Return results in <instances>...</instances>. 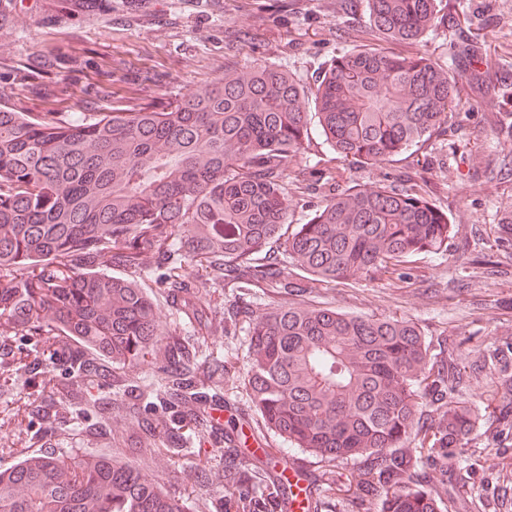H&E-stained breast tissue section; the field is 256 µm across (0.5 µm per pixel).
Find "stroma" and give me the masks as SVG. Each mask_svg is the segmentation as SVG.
<instances>
[{"instance_id":"obj_1","label":"stroma","mask_w":512,"mask_h":512,"mask_svg":"<svg viewBox=\"0 0 512 512\" xmlns=\"http://www.w3.org/2000/svg\"><path fill=\"white\" fill-rule=\"evenodd\" d=\"M341 0H99L96 7L62 10L59 0H18L0 27V104L29 99L23 69L27 57L61 44L91 49L97 57L134 64L160 75L146 93L150 104L165 102L169 91H188L222 74L224 65L262 59L311 82L318 69L362 37L364 7L345 13ZM441 24L422 41L398 44L401 53H422L453 63L461 87L459 105L447 134L427 148L422 169L435 204L454 231L440 251L421 255L402 278L389 282L339 283L323 292L327 306L342 312L415 322L428 341L442 335L460 341L470 361L462 398L486 409L496 388L492 369L475 365L477 352L512 339V237L498 234L503 211H512V143L499 133L500 119L512 113V0H443ZM462 25H452L455 17ZM485 39L473 43L471 33ZM134 86L119 82L107 99L54 103L57 112L82 119L91 112L125 106ZM249 331L214 334L205 347L220 352L231 372L224 378L227 413L237 414L246 448H259L253 436L258 419L248 389ZM14 392L0 396V469L52 445L66 458L107 454L146 474L162 490L182 492L188 512H209L210 491L195 487L187 463L164 454L158 441L141 450L124 442L126 422L112 425L106 442L86 440L69 430L51 442L34 440L36 422L26 401L40 388L15 364L0 365V379Z\"/></svg>"}]
</instances>
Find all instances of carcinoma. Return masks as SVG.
<instances>
[{
    "mask_svg": "<svg viewBox=\"0 0 512 512\" xmlns=\"http://www.w3.org/2000/svg\"><path fill=\"white\" fill-rule=\"evenodd\" d=\"M441 0H366L361 42L336 55L306 86L267 62L240 68L159 108L136 100L72 121L60 112L0 105V360L17 335L66 336L71 344L25 362L31 382L52 368L64 376L28 402L48 439L79 418L91 395L95 419L84 436L111 435L131 421L129 442L156 438L171 458L188 459L207 440L212 465L192 469L213 492L210 512H499L500 495H474L448 461L498 453L512 434V401L484 446L470 434L483 414L459 398L461 348L435 353L415 323L348 315L306 303L320 284L385 281L453 232L448 214L408 176L346 187L316 179L322 201L304 224L288 215L299 199L292 164L320 127L338 159L385 165L448 133L459 102L455 69L391 45L419 41L441 21ZM95 69L90 89L84 73ZM26 70L51 81L50 97L94 98L130 72L87 48L34 52ZM165 267L184 327L166 336L135 273L148 255ZM195 261L228 279L243 307L209 315L190 307ZM259 288L279 304L250 308ZM250 325L248 385L262 428L313 457L243 447L224 409V356L204 354L197 336ZM157 347L159 386L146 391L124 367ZM506 350L484 361L512 392ZM359 463L348 471L342 464ZM0 512H186L182 496L108 456L67 461L53 451L0 470Z\"/></svg>",
    "mask_w": 512,
    "mask_h": 512,
    "instance_id": "obj_1",
    "label": "carcinoma"
}]
</instances>
